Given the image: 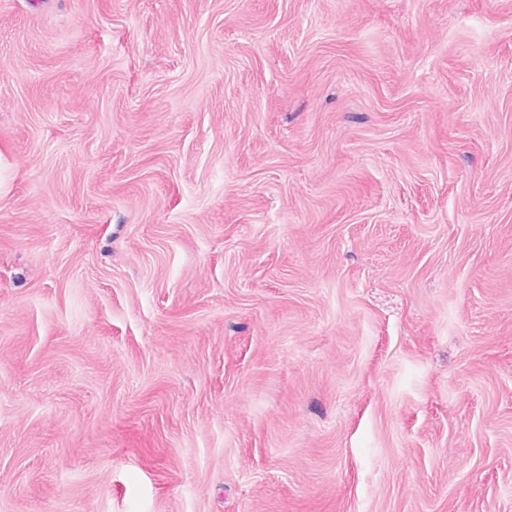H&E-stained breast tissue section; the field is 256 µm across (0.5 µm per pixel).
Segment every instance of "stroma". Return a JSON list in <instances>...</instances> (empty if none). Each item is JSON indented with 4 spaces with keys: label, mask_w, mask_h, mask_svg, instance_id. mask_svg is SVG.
<instances>
[{
    "label": "stroma",
    "mask_w": 512,
    "mask_h": 512,
    "mask_svg": "<svg viewBox=\"0 0 512 512\" xmlns=\"http://www.w3.org/2000/svg\"><path fill=\"white\" fill-rule=\"evenodd\" d=\"M0 512H512V0H0Z\"/></svg>",
    "instance_id": "stroma-1"
}]
</instances>
